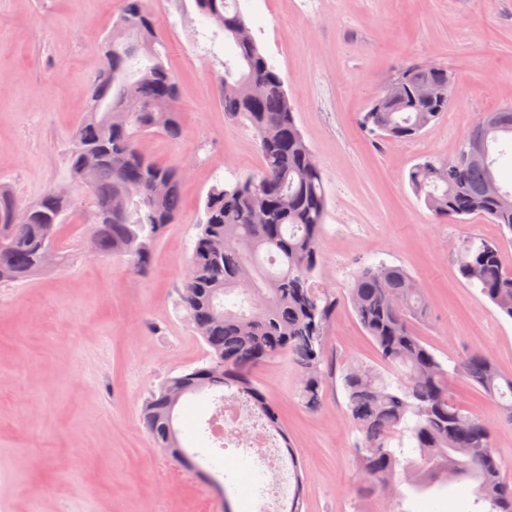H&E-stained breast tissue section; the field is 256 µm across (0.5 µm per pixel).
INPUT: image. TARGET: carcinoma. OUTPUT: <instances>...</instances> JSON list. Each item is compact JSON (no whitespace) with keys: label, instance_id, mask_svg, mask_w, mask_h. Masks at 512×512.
<instances>
[{"label":"carcinoma","instance_id":"cac0c4a2","mask_svg":"<svg viewBox=\"0 0 512 512\" xmlns=\"http://www.w3.org/2000/svg\"><path fill=\"white\" fill-rule=\"evenodd\" d=\"M194 3L233 44L224 60L219 99L224 111L248 120L255 130L263 170L229 187L212 186L204 200L205 219L182 299L209 347L210 363L170 378L143 409L153 444L172 453L182 446L170 399L206 389L230 391L222 399L242 401L262 426L279 428L273 403L251 373L283 356L296 367L304 407L319 408L325 343L337 308L335 294L312 284L321 260L327 196L323 171L310 163L312 149L297 126L284 80L255 40L235 36L236 28L246 25L237 0ZM159 26L146 0H122L118 31L105 42L103 65L91 79L88 109L71 134L68 152L73 181L90 195L87 218L95 226V250L121 254L140 268L149 265L160 230L179 220L182 206L179 169L151 160L139 148V138L147 133L171 140L182 136L179 80L156 47ZM398 72L402 98L386 112L369 106L359 116L366 133L388 142L415 139L452 104L448 69L413 61ZM425 83L443 85L444 98L431 103L412 98L410 90ZM130 96L139 102V111H127ZM501 117L502 126L488 137L485 165L459 169L456 154L426 155L411 167L408 182L439 219L464 222L480 215L498 225L500 238L471 243L457 264L468 284L512 319V273L501 261L502 244L512 243V213L500 212L495 197L485 191L506 155L496 146L512 136V111ZM86 152L97 155L89 171L83 168ZM74 208L67 192L51 188L20 216L23 206L0 184V283L28 281L45 272L42 253L57 245ZM258 212L265 214V223H251ZM348 297L381 361L379 369L354 364L342 374L346 413L362 434L357 453L369 487L389 489L403 474L408 492H398V498L404 501L473 478L475 503L484 504V512H512V484L504 478L505 461L492 447V427L464 413L448 390L453 376L478 385L499 400L504 421L512 423V378L502 377L480 353L451 370L445 367L411 326L410 319L425 317L427 307L418 281L402 266H362Z\"/></svg>","mask_w":512,"mask_h":512}]
</instances>
